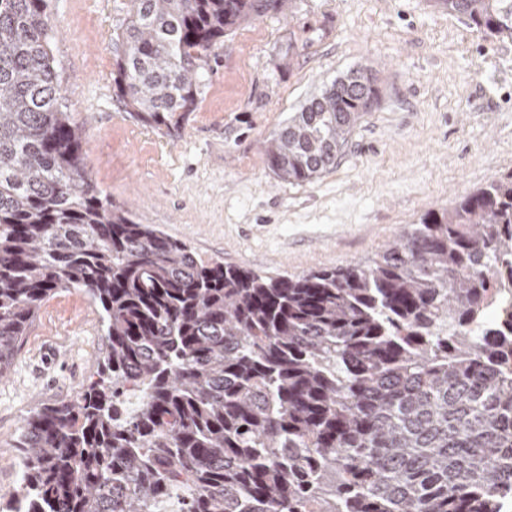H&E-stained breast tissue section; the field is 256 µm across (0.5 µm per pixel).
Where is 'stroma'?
<instances>
[{"instance_id":"35a3bbf8","label":"stroma","mask_w":512,"mask_h":512,"mask_svg":"<svg viewBox=\"0 0 512 512\" xmlns=\"http://www.w3.org/2000/svg\"><path fill=\"white\" fill-rule=\"evenodd\" d=\"M128 0H49L62 93L84 130L89 176L136 221L269 276L356 264L428 211L512 176V41L435 0H293L213 47L202 95L174 137L112 96V34ZM379 100L335 169L311 182L268 170L262 144L359 67ZM104 349L98 308L76 288L40 307L0 378V504L20 491L27 416L73 400Z\"/></svg>"}]
</instances>
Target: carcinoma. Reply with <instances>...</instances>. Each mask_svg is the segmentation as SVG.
<instances>
[{"instance_id": "1", "label": "carcinoma", "mask_w": 512, "mask_h": 512, "mask_svg": "<svg viewBox=\"0 0 512 512\" xmlns=\"http://www.w3.org/2000/svg\"><path fill=\"white\" fill-rule=\"evenodd\" d=\"M289 0H129L113 100L166 135L224 35ZM512 40V0H437ZM47 0H0V377L41 304L100 310L96 378L23 428L11 512H512V177L365 264L270 277L204 260L88 176ZM378 98L335 81L263 145L336 167Z\"/></svg>"}]
</instances>
